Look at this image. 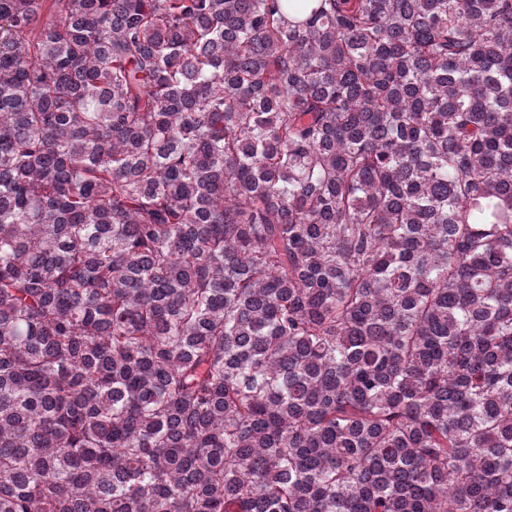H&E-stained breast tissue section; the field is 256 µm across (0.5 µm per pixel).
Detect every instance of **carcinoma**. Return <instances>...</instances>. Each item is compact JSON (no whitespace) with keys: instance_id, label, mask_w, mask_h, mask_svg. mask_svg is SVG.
<instances>
[{"instance_id":"obj_1","label":"carcinoma","mask_w":512,"mask_h":512,"mask_svg":"<svg viewBox=\"0 0 512 512\" xmlns=\"http://www.w3.org/2000/svg\"><path fill=\"white\" fill-rule=\"evenodd\" d=\"M0 512H512V0H0Z\"/></svg>"}]
</instances>
